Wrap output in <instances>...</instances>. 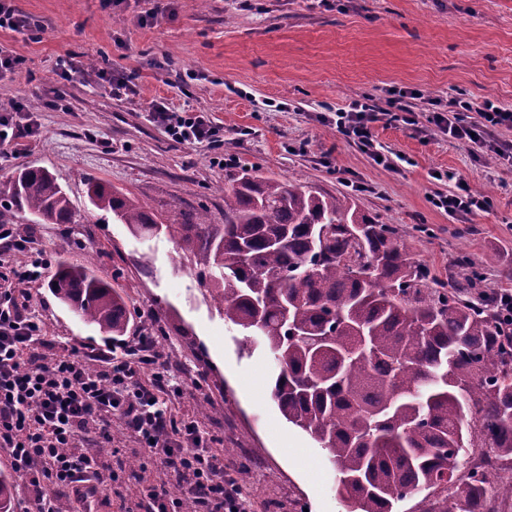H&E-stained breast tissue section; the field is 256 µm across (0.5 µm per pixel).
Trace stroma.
<instances>
[{
    "instance_id": "stroma-1",
    "label": "stroma",
    "mask_w": 512,
    "mask_h": 512,
    "mask_svg": "<svg viewBox=\"0 0 512 512\" xmlns=\"http://www.w3.org/2000/svg\"><path fill=\"white\" fill-rule=\"evenodd\" d=\"M41 28L38 37L0 30V47L22 60L0 80V105L27 102L41 135L0 161V189L25 168L48 170L74 204L89 215L82 224H36L28 212L13 218L20 236L51 262L91 263L126 301L128 333L155 337L183 394L171 398L179 417L214 435L213 453L236 471L249 512H346L336 473L306 432L288 423L270 391L273 355L246 346L225 323L194 262L181 258L165 232L141 236L90 209L88 180L110 185L149 206L158 223H180L181 212L206 210L224 221V191L245 169L281 180L297 179L353 200L359 210L406 232L405 244L431 273L438 289L473 263L487 292L512 291V167L476 156L470 146L429 129L376 124L373 134L396 168L376 165L350 146L321 113L347 106L362 94L386 105L390 87L420 91L448 102L459 94L487 98L512 110V0H18ZM157 10L153 22L140 18ZM136 74L139 94L112 99L93 78L66 84V100L40 98L56 80L67 54ZM209 112L224 126V146L173 142L153 123L149 105ZM234 154L235 166L214 164ZM445 170L476 192L489 189L490 214L452 217L431 195L446 191L430 173ZM424 232H415V225ZM34 308L48 340L59 346L111 350V337L81 322L54 297L48 280L31 285ZM259 377L262 398L242 385ZM213 409L202 416L198 402ZM302 455L284 450L286 438ZM119 455H112V448ZM103 457L116 475L100 484V512H134L135 489L182 481L145 460L121 421ZM140 462L130 470L129 460Z\"/></svg>"
}]
</instances>
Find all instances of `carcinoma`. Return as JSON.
<instances>
[{"label":"carcinoma","mask_w":512,"mask_h":512,"mask_svg":"<svg viewBox=\"0 0 512 512\" xmlns=\"http://www.w3.org/2000/svg\"><path fill=\"white\" fill-rule=\"evenodd\" d=\"M90 205L136 233L166 228L203 265L224 322L275 356L271 391L285 419L328 456L348 512H397L428 489L448 491L441 512H493L512 489V323L498 295L476 300V268L430 294L429 271L407 254L401 229L357 211L344 195L248 174L224 190V223L204 213L162 226L148 208L106 184L87 183ZM39 224H79L54 176L22 170L13 208ZM50 290L83 322L127 331L126 302L88 265L58 262ZM484 449L478 468L468 449ZM0 474V512L12 510Z\"/></svg>","instance_id":"cac0c4a2"}]
</instances>
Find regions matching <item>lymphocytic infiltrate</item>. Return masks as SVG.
Masks as SVG:
<instances>
[{
	"instance_id": "1",
	"label": "lymphocytic infiltrate",
	"mask_w": 512,
	"mask_h": 512,
	"mask_svg": "<svg viewBox=\"0 0 512 512\" xmlns=\"http://www.w3.org/2000/svg\"><path fill=\"white\" fill-rule=\"evenodd\" d=\"M150 117L179 144L219 146L224 141L223 126L202 110H179L155 100ZM384 119L413 128L419 124L415 111L383 110L369 95L337 109L332 124L347 142L387 168L391 161L372 132L373 124ZM427 121L449 140L512 166V144L494 136L498 128L512 127L511 110L488 99L456 97L447 109L430 111ZM38 134L31 108L11 102L0 111V158L16 154ZM440 178L451 188L432 197L437 209L466 216L490 212L489 197L448 172ZM19 253L29 256L25 266L14 264ZM47 265L12 225L0 224V280L8 284L0 291V448L8 451L12 469L27 479L37 512H57L58 498L46 493L45 485L78 499L81 483L111 478L99 448L111 442L116 418L164 471L186 480L185 493L196 512H246L236 477L225 470L222 457L208 450L209 436L177 418L163 401L171 380L151 337H133L110 354L74 347L50 351L32 298H16L11 290L15 283L41 281Z\"/></svg>"
}]
</instances>
